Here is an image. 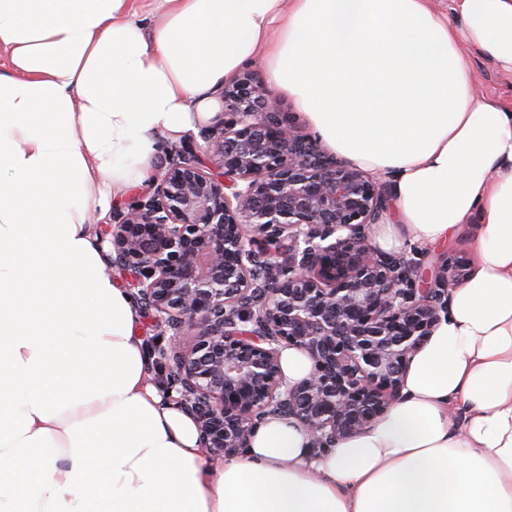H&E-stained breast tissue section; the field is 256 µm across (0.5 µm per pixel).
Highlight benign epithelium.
Here are the masks:
<instances>
[{
    "label": "benign epithelium",
    "mask_w": 512,
    "mask_h": 512,
    "mask_svg": "<svg viewBox=\"0 0 512 512\" xmlns=\"http://www.w3.org/2000/svg\"><path fill=\"white\" fill-rule=\"evenodd\" d=\"M223 98L112 213L107 267L129 275L152 364L212 459L242 453L271 414L299 421L317 453L401 398L467 264L450 258L430 281L421 262L374 250L384 184L298 134L256 71ZM285 349L305 355L306 377L288 381Z\"/></svg>",
    "instance_id": "1"
}]
</instances>
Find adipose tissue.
I'll return each instance as SVG.
<instances>
[{
    "label": "adipose tissue",
    "instance_id": "1",
    "mask_svg": "<svg viewBox=\"0 0 512 512\" xmlns=\"http://www.w3.org/2000/svg\"><path fill=\"white\" fill-rule=\"evenodd\" d=\"M0 0V512H512V0ZM320 143L382 175L384 252L482 256L367 432L312 456L268 417L207 460L152 381L94 224L253 60ZM475 73L477 94L481 97L512 101V75L498 70L485 61L474 49H469Z\"/></svg>",
    "mask_w": 512,
    "mask_h": 512
}]
</instances>
